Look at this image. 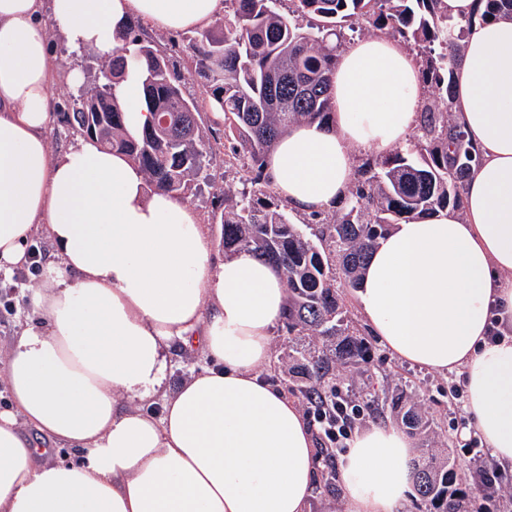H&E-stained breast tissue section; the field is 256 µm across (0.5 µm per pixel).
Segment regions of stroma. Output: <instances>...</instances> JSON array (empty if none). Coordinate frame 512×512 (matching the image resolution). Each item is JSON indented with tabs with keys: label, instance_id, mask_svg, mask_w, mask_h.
Listing matches in <instances>:
<instances>
[{
	"label": "stroma",
	"instance_id": "stroma-1",
	"mask_svg": "<svg viewBox=\"0 0 512 512\" xmlns=\"http://www.w3.org/2000/svg\"><path fill=\"white\" fill-rule=\"evenodd\" d=\"M53 48L57 56V75L50 85V102L55 106H67L71 92L65 80L68 71L77 70L88 73V62L83 54L70 51L61 35H54ZM213 178L207 182H198L192 190L189 202L200 213L212 240H219L221 227L213 218L212 196L223 187L241 188L246 183L249 173L241 167L224 168L216 165L212 170ZM0 281L13 285L14 305L11 311L0 309V351H5L19 336L29 315L27 296L30 285L16 281L13 273L0 271ZM314 343L313 337L302 336L289 339L282 328H275L271 338V362L262 369V377L283 391H290L285 363L288 359L289 346L309 348ZM371 358L369 362L337 371V383L342 393L357 397L364 402V424H395L396 419L380 403L384 393L400 389L418 397L423 403L426 416L432 420L436 431L435 444L441 448L453 449L454 455L465 474H472L473 468L469 456L465 454L463 432L470 419L462 407L454 406L449 389L452 385L464 381L462 375L452 373L439 375L390 355L377 338H370Z\"/></svg>",
	"mask_w": 512,
	"mask_h": 512
}]
</instances>
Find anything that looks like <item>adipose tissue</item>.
I'll list each match as a JSON object with an SVG mask.
<instances>
[{
  "label": "adipose tissue",
  "instance_id": "adipose-tissue-1",
  "mask_svg": "<svg viewBox=\"0 0 512 512\" xmlns=\"http://www.w3.org/2000/svg\"><path fill=\"white\" fill-rule=\"evenodd\" d=\"M472 19L454 71L452 113L477 154L462 211L396 225L356 290L394 357L463 372L466 409L498 464L512 466V17L445 0ZM71 50L111 57L133 18L202 29L224 0H0V271L23 266L44 229L56 274L28 298L32 321L0 355V512H306L317 486L312 430L259 373L288 295L276 268L217 260L196 209L147 193L127 156L87 139L48 147L56 68L44 14ZM426 86L396 38L337 54L328 125L300 124L265 163L302 214L339 206L358 153L407 145ZM208 365L178 388L168 358ZM67 445V462L43 442ZM412 445L392 425L356 429L342 455L346 512H403Z\"/></svg>",
  "mask_w": 512,
  "mask_h": 512
}]
</instances>
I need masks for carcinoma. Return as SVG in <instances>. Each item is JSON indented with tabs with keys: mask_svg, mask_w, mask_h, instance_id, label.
Here are the masks:
<instances>
[{
	"mask_svg": "<svg viewBox=\"0 0 512 512\" xmlns=\"http://www.w3.org/2000/svg\"><path fill=\"white\" fill-rule=\"evenodd\" d=\"M484 2V19L512 15V0ZM354 16L417 49L429 88L413 135L419 157L408 149L362 163L350 197L334 214L296 224L287 206L275 203L265 157L291 127L331 119L337 52ZM471 25L448 15L444 0H224V18L187 37L199 99L183 90L181 57L162 49L136 19L112 58L97 62L91 84L72 98L62 120L126 154L157 191L185 197L218 161L253 172L241 189L215 196L224 255L247 252L279 270L288 291L287 335L319 342L313 353L295 351L298 382L292 390L306 400L335 389L336 368L369 360V342L351 326L344 296L358 288L379 240L396 224L462 207L475 157L454 124L448 76ZM130 52L144 61L142 103L150 113L134 133L126 125L119 80ZM205 105L224 113V136L237 143L222 151L214 147L218 135L201 126ZM385 405L412 434L432 432L416 398L400 392ZM413 487L431 512H473L476 504L449 451L423 449Z\"/></svg>",
	"mask_w": 512,
	"mask_h": 512,
	"instance_id": "obj_1",
	"label": "carcinoma"
}]
</instances>
